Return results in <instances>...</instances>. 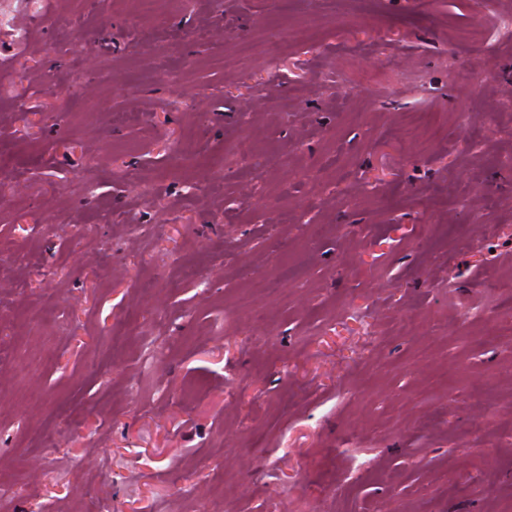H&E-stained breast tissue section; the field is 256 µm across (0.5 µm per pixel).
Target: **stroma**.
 Wrapping results in <instances>:
<instances>
[{"mask_svg":"<svg viewBox=\"0 0 512 512\" xmlns=\"http://www.w3.org/2000/svg\"><path fill=\"white\" fill-rule=\"evenodd\" d=\"M0 8V512H512V0Z\"/></svg>","mask_w":512,"mask_h":512,"instance_id":"stroma-1","label":"stroma"}]
</instances>
